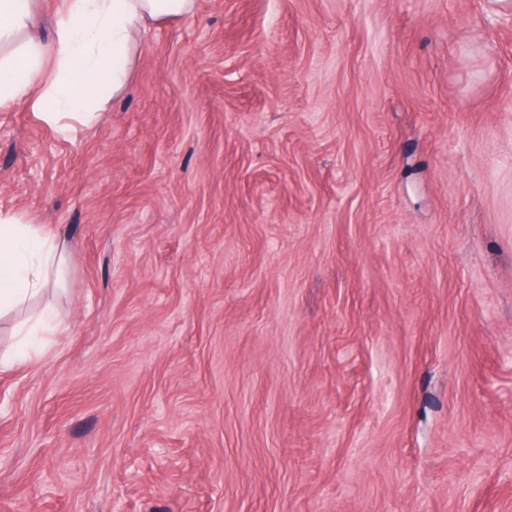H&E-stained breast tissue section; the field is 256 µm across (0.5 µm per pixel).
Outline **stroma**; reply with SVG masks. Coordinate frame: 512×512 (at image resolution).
Instances as JSON below:
<instances>
[{"instance_id": "35a3bbf8", "label": "stroma", "mask_w": 512, "mask_h": 512, "mask_svg": "<svg viewBox=\"0 0 512 512\" xmlns=\"http://www.w3.org/2000/svg\"><path fill=\"white\" fill-rule=\"evenodd\" d=\"M0 211L66 250L0 512H512V13L196 0L76 133L0 108Z\"/></svg>"}]
</instances>
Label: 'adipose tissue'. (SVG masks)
Returning a JSON list of instances; mask_svg holds the SVG:
<instances>
[{"label": "adipose tissue", "instance_id": "ef3b65f1", "mask_svg": "<svg viewBox=\"0 0 512 512\" xmlns=\"http://www.w3.org/2000/svg\"><path fill=\"white\" fill-rule=\"evenodd\" d=\"M194 8L195 0H63L47 40L38 0H0V107L30 102L64 134L90 124L103 78L113 93L125 88L137 35ZM61 262L55 236L0 212V314L40 297Z\"/></svg>", "mask_w": 512, "mask_h": 512}]
</instances>
